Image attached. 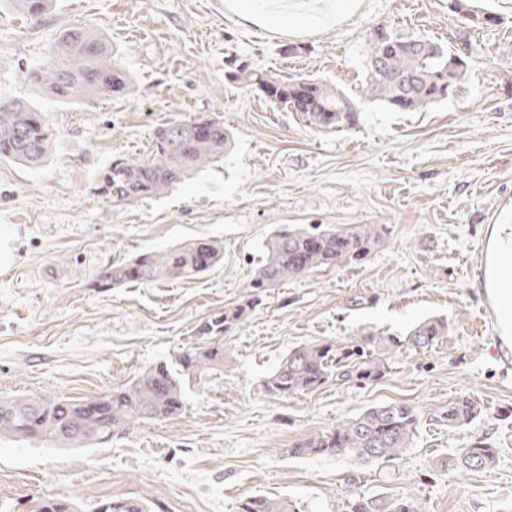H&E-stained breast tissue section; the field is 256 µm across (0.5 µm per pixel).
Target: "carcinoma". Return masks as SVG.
I'll list each match as a JSON object with an SVG mask.
<instances>
[{
	"label": "carcinoma",
	"mask_w": 512,
	"mask_h": 512,
	"mask_svg": "<svg viewBox=\"0 0 512 512\" xmlns=\"http://www.w3.org/2000/svg\"><path fill=\"white\" fill-rule=\"evenodd\" d=\"M53 0H10L11 7L31 17L43 15ZM459 9L474 10L473 25L496 22V16L477 0H448ZM365 94L400 112H417L456 96L469 67L466 52L422 37L405 36L378 27L368 39ZM230 80L254 88L277 106L300 114L315 129L340 128L356 121L358 104L329 81L310 78L280 80L252 70L236 58L228 59ZM27 80L42 94L61 103L127 90V72L112 61V50L94 31L74 26L52 48V60L27 72ZM229 134L218 118L169 119L155 132L150 155L140 160L119 159L97 172L96 191L114 202L168 192L196 169L224 159ZM49 128L26 99L0 101V156L35 165L50 150ZM382 242L374 224H312L288 226L264 244V258L251 287L274 288L318 268L353 263L368 256ZM223 257L216 241H189L163 252H144L129 261L103 268L90 288H116L129 282L191 277L208 272ZM259 297H248L224 307L199 326L198 336L213 341L190 347L178 359L182 371L203 362L224 368V334L247 320ZM448 332L441 318H426L406 335L407 344L427 348ZM403 340L385 331L369 330L347 343L304 344L265 380V388L288 395L334 383H367L385 375L388 359ZM183 407V379L167 365L151 367L109 393L82 400L22 396L0 399V438L44 440L55 448H91L107 443L138 421L168 418ZM476 402L462 398L448 404L443 419L450 427L471 423L480 415ZM419 418L405 402L371 407L336 426L311 435L289 449L297 456H349L362 464L389 468L398 465L410 447ZM496 449L474 440L448 458V465L466 471L491 468ZM35 512H73L71 503L42 498ZM97 512H149L136 497L118 498L97 506ZM239 512H295L287 500L255 496L242 502ZM337 512H417L406 497L352 494Z\"/></svg>",
	"instance_id": "carcinoma-1"
}]
</instances>
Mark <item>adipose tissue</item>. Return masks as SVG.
I'll return each mask as SVG.
<instances>
[{"mask_svg": "<svg viewBox=\"0 0 512 512\" xmlns=\"http://www.w3.org/2000/svg\"><path fill=\"white\" fill-rule=\"evenodd\" d=\"M345 0H243L246 18L268 27L331 28L346 10ZM484 292L497 321L500 341L512 348V224L491 227Z\"/></svg>", "mask_w": 512, "mask_h": 512, "instance_id": "1", "label": "adipose tissue"}]
</instances>
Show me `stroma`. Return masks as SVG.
Listing matches in <instances>:
<instances>
[{
	"label": "stroma",
	"mask_w": 512,
	"mask_h": 512,
	"mask_svg": "<svg viewBox=\"0 0 512 512\" xmlns=\"http://www.w3.org/2000/svg\"><path fill=\"white\" fill-rule=\"evenodd\" d=\"M483 3L496 24L465 26L448 0H353L320 31L262 28L233 0H55L36 19L0 0V100L36 98L26 71L46 66L76 25L96 30L130 77L120 97L37 98L50 157L28 168L0 157V398L93 397L146 368L176 367L198 345V325L251 295L280 225L375 224L383 236L362 261L266 290L225 335L223 370L184 377L179 414L94 448L0 441V512H31L44 497L74 512L125 497L152 512H238L254 495L336 512L353 490L409 497L419 512H512V350L498 341L482 285L489 228L512 209V0ZM381 24L451 48L467 30L473 50L458 96L421 112L366 100L367 39ZM232 55L283 79H331L361 100L357 122L313 130L229 82ZM203 117L223 120L230 136L222 162L160 196L97 194V171L147 157L160 124ZM186 240L222 242L223 260L201 276L90 285L105 266ZM428 317L447 320V335L401 347L377 381L265 389L296 346L402 334ZM461 397L482 413L452 429L442 416ZM392 401L420 416L394 471L291 455L300 440ZM475 439L496 448L495 465L450 467L449 455Z\"/></svg>",
	"instance_id": "obj_1"
}]
</instances>
